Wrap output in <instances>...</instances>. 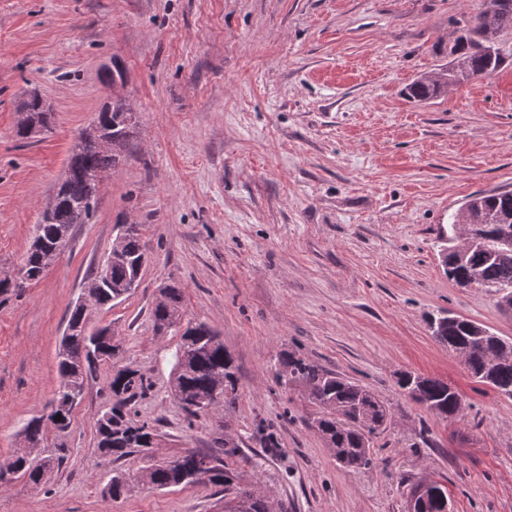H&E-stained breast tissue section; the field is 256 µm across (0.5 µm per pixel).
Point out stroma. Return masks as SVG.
Masks as SVG:
<instances>
[{"label":"stroma","instance_id":"1","mask_svg":"<svg viewBox=\"0 0 512 512\" xmlns=\"http://www.w3.org/2000/svg\"><path fill=\"white\" fill-rule=\"evenodd\" d=\"M481 3L0 0V273L16 275L78 132L114 99L135 118L89 222L40 280L0 295V460L50 411L68 310L120 223L138 225L148 257L139 286L89 318L121 352L89 378L68 433L44 442L63 463L37 490L0 486V512H219L223 487L149 486L137 456L123 464L129 492L104 497L112 467L95 422L117 368L146 380L127 412L157 429L158 457L223 434L241 484L277 512H407L428 480L447 487L452 512H512V399L476 382L428 322L447 310L512 339V311L491 289L458 287L439 256L470 196L512 191V31L495 75L424 103L405 95L447 66L458 22ZM107 65L122 74L111 85ZM33 92L54 123L21 140ZM173 283L186 318L235 359L238 397L214 414L187 417L172 394L180 336L158 330L152 308ZM284 349L384 403L370 468L337 463L312 427L320 408L276 384ZM404 372L448 383L462 415L441 420L406 397Z\"/></svg>","mask_w":512,"mask_h":512}]
</instances>
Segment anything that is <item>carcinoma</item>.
Returning <instances> with one entry per match:
<instances>
[{"label": "carcinoma", "instance_id": "obj_1", "mask_svg": "<svg viewBox=\"0 0 512 512\" xmlns=\"http://www.w3.org/2000/svg\"><path fill=\"white\" fill-rule=\"evenodd\" d=\"M495 8L490 16L476 12L460 28V35L450 45L455 53L457 71L445 75L444 83L417 79L407 87L409 98L416 101L435 99L442 94V88L457 83L465 77L485 78L499 71L504 56L493 52L482 36V30H512V0H492ZM51 113L36 95L29 96L22 104L21 118L17 122L16 136L25 140L33 126L41 130L49 128ZM132 115L126 104L114 101L103 107L93 124L84 130L74 145L69 157L67 171L57 185L52 207L44 211L42 219L35 225V233L29 249L19 265L17 277L0 279V294L10 289L25 287V284L40 279L49 264L50 254L59 236L75 224H85L95 207L97 187L106 173L115 168L120 153L132 136ZM483 206L500 212L512 213V196L487 194ZM481 243L466 258L461 277L447 271L448 279L461 288L472 286L493 288L504 292L499 301L512 306V249L503 250L493 232L476 230ZM120 254L105 259L102 269H94L89 279L105 271L107 281L100 289L99 304L103 309L112 307L127 285L139 274L137 262L145 255L138 228L122 235L119 241ZM181 288H164L163 301L155 305L152 316L155 324L162 328L178 326L183 318ZM198 334L180 341L173 354V372L178 393L175 398L199 399L203 404L192 408L182 407L190 416L206 414L211 406L232 403L238 397L237 377L234 358L222 346H209L208 334L211 327L198 322ZM435 339L453 353H462L464 363L471 376L484 383L488 374H493L492 384L505 391L512 390V361H505L489 370V356L493 348L482 346L472 339L460 326L450 325L439 332ZM115 353L103 341V337L88 332L78 307H73L66 331L61 342L58 363L59 388L57 401H62L71 387L80 392L85 381L92 374L96 364L112 361ZM275 378L285 387L296 386L308 400L322 409V415L315 421L317 432L330 445L335 454L341 456L339 463L345 467L368 468L373 464L371 451L373 438L387 423L384 404L366 387L350 378L336 374L307 357L283 350L275 364ZM423 398L419 400L428 412L442 420H455L462 414L461 401L450 390L447 383L432 378H423ZM115 402L108 411H102L96 421L97 448H103L105 438L112 437V458L118 463L138 453L151 461L146 466L149 484L157 488L191 486L202 482L196 473L212 463H217L221 474L210 476L207 482L224 486V502L235 499L242 491L235 470L229 467L224 457L236 454V447H227L217 437L213 446L205 449H189L178 466H166L152 462V456L142 439L157 436L156 430L147 423H134L127 418L124 408L139 393H145L148 385L143 376L129 370H117L109 383ZM43 417L28 420L19 433L22 441L37 448L46 439ZM54 458H30L24 453H15L16 470L32 485H41L53 466ZM129 488L126 472L112 470L105 494L118 500Z\"/></svg>", "mask_w": 512, "mask_h": 512}]
</instances>
